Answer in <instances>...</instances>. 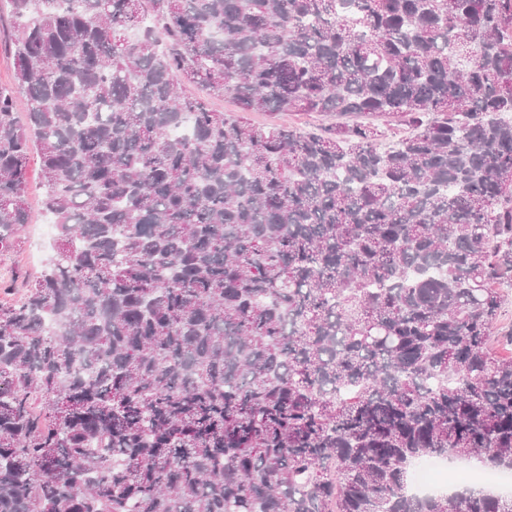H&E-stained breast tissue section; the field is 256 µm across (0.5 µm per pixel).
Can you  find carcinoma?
Returning a JSON list of instances; mask_svg holds the SVG:
<instances>
[{"mask_svg": "<svg viewBox=\"0 0 512 512\" xmlns=\"http://www.w3.org/2000/svg\"><path fill=\"white\" fill-rule=\"evenodd\" d=\"M11 3L0 251L33 151L58 237L0 302V512H512L407 488L512 469V0ZM248 118L258 124L275 123L278 125L292 127L300 130H312L336 125L343 123L367 122L375 124L382 131L383 137L380 139V144L383 147H388L409 134L410 128L405 125L399 118L379 116V115H365L359 117L342 116L336 113L321 114L312 113L306 114L303 112H281L276 114L254 112L248 114ZM449 474L468 478L472 476L471 471L464 464L440 457L422 459L408 470V489L419 494L449 491L454 487V483L448 482Z\"/></svg>", "mask_w": 512, "mask_h": 512, "instance_id": "obj_1", "label": "carcinoma"}]
</instances>
